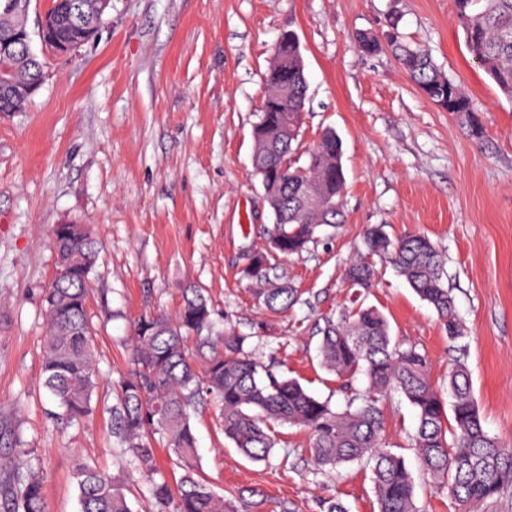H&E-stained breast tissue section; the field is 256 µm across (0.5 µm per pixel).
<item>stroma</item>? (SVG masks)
<instances>
[{
  "label": "stroma",
  "mask_w": 512,
  "mask_h": 512,
  "mask_svg": "<svg viewBox=\"0 0 512 512\" xmlns=\"http://www.w3.org/2000/svg\"><path fill=\"white\" fill-rule=\"evenodd\" d=\"M398 30L428 49L469 96L482 138L426 98L390 49L357 37ZM300 41L308 81L302 144L324 130L343 142L345 221L318 228L306 250L276 264L300 293L283 313L256 304L243 269L268 244L273 215L251 164L265 72L285 31ZM87 224L102 251L88 314L96 328L98 397L129 368L130 324L176 313L181 290L205 288L213 333L313 396L344 408L366 393L342 384L318 356L327 318L352 302L378 308L393 340L416 345L446 385L464 362L486 430L512 444V101L473 61L454 0H112L96 36L49 60L25 111L0 114V427L21 434L44 480L46 512H78V460L126 477L134 512H151L149 481L111 436L103 409L70 425L44 387L42 294L55 270L52 229ZM420 232L443 254L467 335L449 341L435 310L388 263L371 288L344 273L368 227ZM384 442L404 457L419 512H463L416 456L413 407L383 404ZM219 411L193 420L199 473L227 512H378L370 470H318L302 429L276 425L269 462L224 438Z\"/></svg>",
  "instance_id": "1"
}]
</instances>
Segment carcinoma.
I'll list each match as a JSON object with an SVG mask.
<instances>
[{
    "instance_id": "obj_1",
    "label": "carcinoma",
    "mask_w": 512,
    "mask_h": 512,
    "mask_svg": "<svg viewBox=\"0 0 512 512\" xmlns=\"http://www.w3.org/2000/svg\"><path fill=\"white\" fill-rule=\"evenodd\" d=\"M456 17L473 60L500 92L512 100V0H454ZM369 54L390 48L419 91L439 107L465 119L471 135L483 129L462 87L444 75L429 52L402 40L396 32L386 43L370 34L358 36ZM301 51L292 31L278 41L265 74L266 93L252 131V166L271 191L274 226L266 249L254 253L245 269L255 301L272 313L285 312L298 302L297 289L281 280L272 260L307 248L319 226L343 222L346 180L342 141L324 131L298 156L302 112L307 94L304 70L297 65ZM8 71L10 87H28L41 79L44 62L35 51L0 57V73ZM28 94H0V112H20ZM59 253L55 273L44 291L42 306L46 340L42 360L44 386L70 423L92 411L97 389L95 328L87 306L91 274L101 244L84 224H58L52 231ZM366 253L348 268L354 285L365 287L374 276L370 258H385L409 286L437 313L456 341L464 328L454 298L445 284V270L435 243L414 233L394 239L381 225L364 238ZM176 317L145 312L131 326L130 369L113 387L112 438L122 454L148 476L160 473L155 444L170 450V468L182 475L171 487L166 479L152 483L156 512H224V496L196 477L198 454L191 412L208 398L221 410L224 437L245 458L265 462L275 441L271 424L308 431L311 454L320 467L338 469L360 462L372 473L378 512H419L413 478L404 459L382 446L380 403L391 393L403 395L414 408L418 425L413 448L423 469L465 512L501 497L512 487V446L503 445L484 428L466 364L448 370V395L443 401L431 378L425 354L412 345L394 342L388 322L375 307L344 311L327 322L320 344L321 364L339 378L364 375L369 391L360 407L335 410L294 378L275 372L244 350L245 337L224 334L211 347L204 366L197 364L187 340L209 344L212 311L204 290L189 284L181 290ZM0 447L8 461L0 482V512H45L43 478L27 459L20 435L0 431ZM78 512H132L129 489L88 463L74 474Z\"/></svg>"
}]
</instances>
